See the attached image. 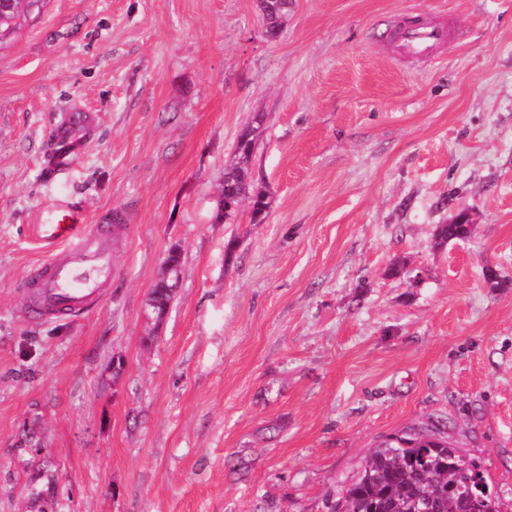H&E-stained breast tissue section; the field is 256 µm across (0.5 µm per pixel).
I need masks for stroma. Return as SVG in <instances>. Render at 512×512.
Wrapping results in <instances>:
<instances>
[{
    "instance_id": "stroma-1",
    "label": "stroma",
    "mask_w": 512,
    "mask_h": 512,
    "mask_svg": "<svg viewBox=\"0 0 512 512\" xmlns=\"http://www.w3.org/2000/svg\"><path fill=\"white\" fill-rule=\"evenodd\" d=\"M410 20L450 26L440 62L387 40ZM258 113L270 206L217 222ZM60 205L128 230L98 308L40 322ZM427 429L512 504V0H293L273 39L257 0H39L0 32V512H328ZM90 124V116L87 112H68L62 121L58 123L52 135L57 142H71L84 138Z\"/></svg>"
}]
</instances>
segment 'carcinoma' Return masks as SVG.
<instances>
[{
    "label": "carcinoma",
    "instance_id": "carcinoma-1",
    "mask_svg": "<svg viewBox=\"0 0 512 512\" xmlns=\"http://www.w3.org/2000/svg\"><path fill=\"white\" fill-rule=\"evenodd\" d=\"M272 5L264 22L266 36L274 38L280 31L277 16L288 12L291 0H273ZM262 121L260 114L252 117L237 139L236 161L224 169V187L249 200L251 218L259 222L268 207L266 194L247 182L241 163L253 155ZM467 237L469 230L459 221L436 227L439 244ZM456 452L435 432L426 437L404 434L382 442L355 480L342 490L338 498L341 512H419L429 499L437 503L435 512H457L459 501L468 492L467 482L483 473L478 463L463 461Z\"/></svg>",
    "mask_w": 512,
    "mask_h": 512
}]
</instances>
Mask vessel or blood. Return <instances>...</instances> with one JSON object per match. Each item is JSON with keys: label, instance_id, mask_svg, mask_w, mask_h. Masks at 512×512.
Segmentation results:
<instances>
[{"label": "vessel or blood", "instance_id": "vessel-or-blood-1", "mask_svg": "<svg viewBox=\"0 0 512 512\" xmlns=\"http://www.w3.org/2000/svg\"><path fill=\"white\" fill-rule=\"evenodd\" d=\"M449 38L450 31L444 25L419 24L395 34L400 52L416 58L432 57ZM89 124L88 113L70 112L52 135L55 141L71 142L84 138ZM116 230L112 223L88 225L82 214L70 207L54 211L45 223L35 225L37 239L53 248L25 283L29 307L39 320L79 317L97 307L112 278V236Z\"/></svg>", "mask_w": 512, "mask_h": 512}]
</instances>
